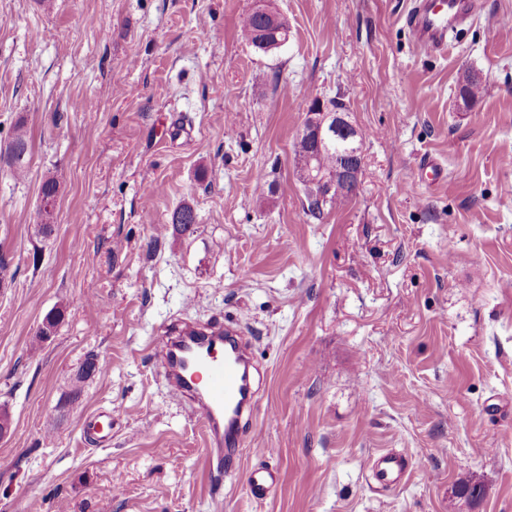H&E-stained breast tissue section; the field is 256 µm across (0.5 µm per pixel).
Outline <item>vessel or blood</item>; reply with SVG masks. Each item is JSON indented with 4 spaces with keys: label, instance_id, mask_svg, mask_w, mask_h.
I'll list each match as a JSON object with an SVG mask.
<instances>
[{
    "label": "vessel or blood",
    "instance_id": "1",
    "mask_svg": "<svg viewBox=\"0 0 512 512\" xmlns=\"http://www.w3.org/2000/svg\"><path fill=\"white\" fill-rule=\"evenodd\" d=\"M470 6L469 0H416L406 17L420 48L440 54L448 51V30ZM158 366L175 395L188 398L198 414L208 446V458L217 468L230 469L256 404L250 347L232 330L207 333L182 329L177 336L156 342ZM111 411L85 417L84 432L107 440ZM412 468L403 454L389 450L377 455L371 465L373 478L384 488H396ZM279 480L270 467L251 470L246 479L250 495L266 499Z\"/></svg>",
    "mask_w": 512,
    "mask_h": 512
}]
</instances>
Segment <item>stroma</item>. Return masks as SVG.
I'll list each match as a JSON object with an SVG mask.
<instances>
[{
    "mask_svg": "<svg viewBox=\"0 0 512 512\" xmlns=\"http://www.w3.org/2000/svg\"><path fill=\"white\" fill-rule=\"evenodd\" d=\"M412 2L271 0L289 36L264 53L239 35L253 0H0V512H512V0H481L441 56ZM336 96L364 164L316 221L292 145ZM182 322L240 328L261 369L220 480L155 365ZM97 410L106 444L81 433ZM388 449L413 463L397 489L369 473ZM28 151V137L23 125L15 128L8 150V158L18 175L24 173V159ZM168 223L172 224L175 231L181 233L194 232L193 226L197 224V216L189 204H183L172 211ZM279 480L278 473L271 467H258L251 470L246 479L250 495L257 500L266 499Z\"/></svg>",
    "mask_w": 512,
    "mask_h": 512,
    "instance_id": "stroma-1",
    "label": "stroma"
}]
</instances>
